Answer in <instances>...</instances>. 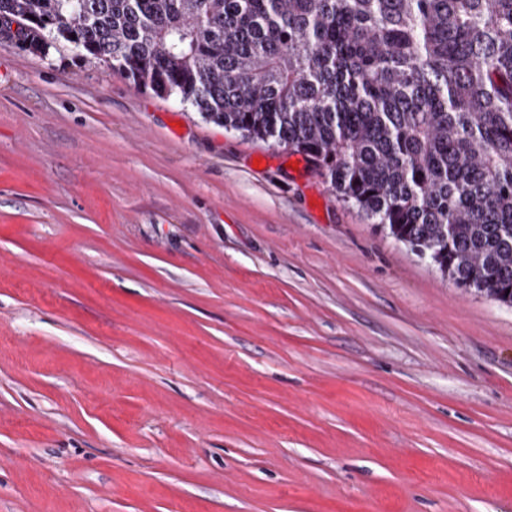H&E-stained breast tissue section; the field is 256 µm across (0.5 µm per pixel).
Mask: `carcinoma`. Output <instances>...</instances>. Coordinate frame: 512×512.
<instances>
[{"mask_svg":"<svg viewBox=\"0 0 512 512\" xmlns=\"http://www.w3.org/2000/svg\"><path fill=\"white\" fill-rule=\"evenodd\" d=\"M79 57L315 161L342 201L512 308V0H0Z\"/></svg>","mask_w":512,"mask_h":512,"instance_id":"obj_1","label":"carcinoma"}]
</instances>
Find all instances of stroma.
Wrapping results in <instances>:
<instances>
[{
    "label": "stroma",
    "mask_w": 512,
    "mask_h": 512,
    "mask_svg": "<svg viewBox=\"0 0 512 512\" xmlns=\"http://www.w3.org/2000/svg\"><path fill=\"white\" fill-rule=\"evenodd\" d=\"M0 29V512H512V310L303 156Z\"/></svg>",
    "instance_id": "35a3bbf8"
}]
</instances>
